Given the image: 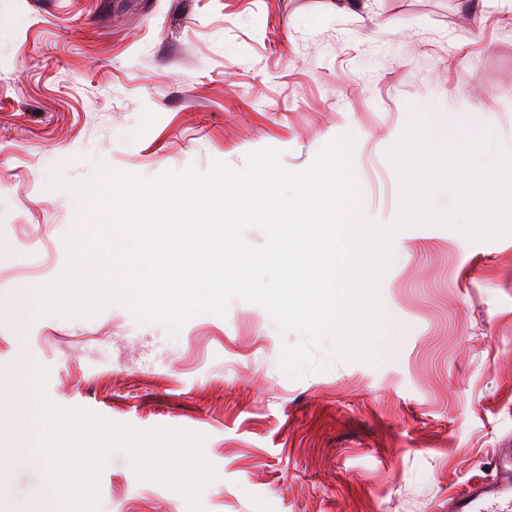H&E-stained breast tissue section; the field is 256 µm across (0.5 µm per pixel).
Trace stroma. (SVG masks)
I'll list each match as a JSON object with an SVG mask.
<instances>
[{"instance_id": "1", "label": "stroma", "mask_w": 512, "mask_h": 512, "mask_svg": "<svg viewBox=\"0 0 512 512\" xmlns=\"http://www.w3.org/2000/svg\"><path fill=\"white\" fill-rule=\"evenodd\" d=\"M417 114L436 143L485 131L512 150V0H0V387L39 364L57 406L205 435L202 512H448L512 445V237L402 230L377 364L328 344L326 370L298 379L279 369L296 335L253 303L172 338L119 305L35 319L25 291L63 272L65 235L87 227L71 186L101 165L153 179L274 148L300 170L349 135L365 212L391 222L386 151ZM21 384L0 489L60 512L35 452L40 392ZM99 488L98 512H187L124 450Z\"/></svg>"}]
</instances>
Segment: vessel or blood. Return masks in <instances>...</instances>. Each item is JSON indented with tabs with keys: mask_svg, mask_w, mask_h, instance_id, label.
<instances>
[{
	"mask_svg": "<svg viewBox=\"0 0 512 512\" xmlns=\"http://www.w3.org/2000/svg\"><path fill=\"white\" fill-rule=\"evenodd\" d=\"M489 480L449 497L448 512H512V448L500 449Z\"/></svg>",
	"mask_w": 512,
	"mask_h": 512,
	"instance_id": "vessel-or-blood-1",
	"label": "vessel or blood"
}]
</instances>
